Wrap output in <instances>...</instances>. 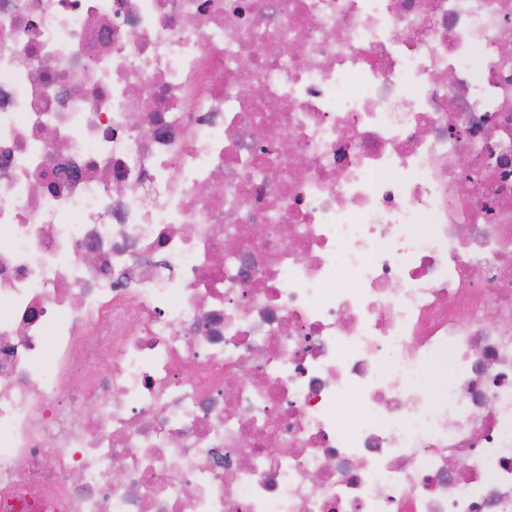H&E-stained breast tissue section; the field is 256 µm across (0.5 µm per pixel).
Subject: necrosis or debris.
I'll list each match as a JSON object with an SVG mask.
<instances>
[{"mask_svg":"<svg viewBox=\"0 0 512 512\" xmlns=\"http://www.w3.org/2000/svg\"><path fill=\"white\" fill-rule=\"evenodd\" d=\"M0 512H512V0H0Z\"/></svg>","mask_w":512,"mask_h":512,"instance_id":"1","label":"necrosis or debris"}]
</instances>
